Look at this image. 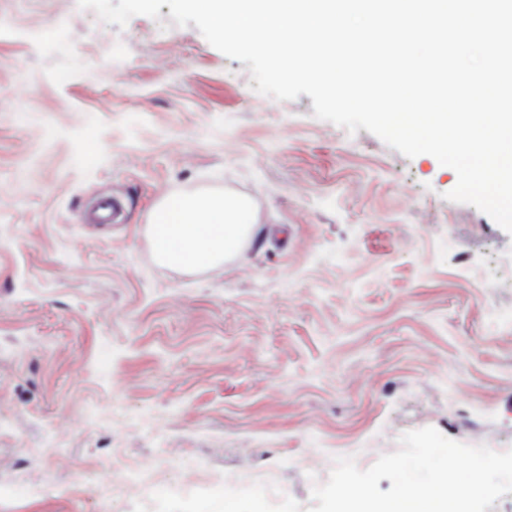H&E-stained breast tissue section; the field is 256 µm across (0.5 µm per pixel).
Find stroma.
<instances>
[{
	"label": "stroma",
	"mask_w": 512,
	"mask_h": 512,
	"mask_svg": "<svg viewBox=\"0 0 512 512\" xmlns=\"http://www.w3.org/2000/svg\"><path fill=\"white\" fill-rule=\"evenodd\" d=\"M252 84L166 5L121 27L0 0V481L19 490L0 512H100L115 456L283 491L112 512H306L317 453L328 473L424 427L512 448V236L444 199L457 176L433 156ZM104 191L122 220L85 223ZM199 192L247 198L249 242L161 265L153 211ZM224 485L244 492L265 494L268 497L278 491L272 477L258 478L247 471L225 478Z\"/></svg>",
	"instance_id": "35a3bbf8"
}]
</instances>
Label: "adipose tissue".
<instances>
[{"instance_id":"obj_1","label":"adipose tissue","mask_w":512,"mask_h":512,"mask_svg":"<svg viewBox=\"0 0 512 512\" xmlns=\"http://www.w3.org/2000/svg\"><path fill=\"white\" fill-rule=\"evenodd\" d=\"M258 216L245 201L220 193L164 200L153 215L158 253L166 263L204 268L236 252Z\"/></svg>"}]
</instances>
